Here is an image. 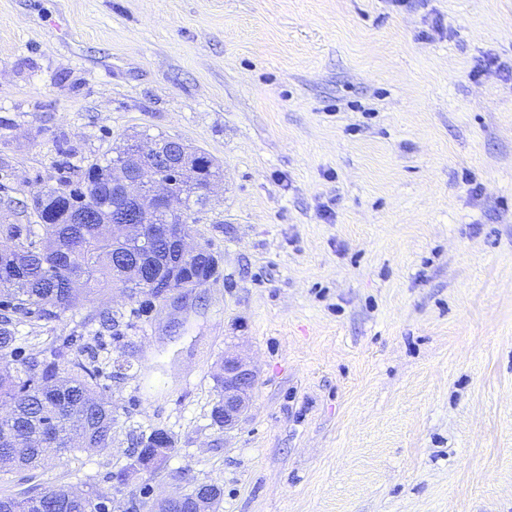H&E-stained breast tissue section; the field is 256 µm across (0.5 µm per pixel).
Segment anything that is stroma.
I'll return each mask as SVG.
<instances>
[{
  "label": "stroma",
  "mask_w": 512,
  "mask_h": 512,
  "mask_svg": "<svg viewBox=\"0 0 512 512\" xmlns=\"http://www.w3.org/2000/svg\"><path fill=\"white\" fill-rule=\"evenodd\" d=\"M143 133L223 168L192 233L219 273L138 314L106 293L14 319L27 355L97 345L116 421L0 496L102 486L162 428L156 500L193 479L216 512H512V0H0V224ZM234 352L258 380L224 432Z\"/></svg>",
  "instance_id": "1"
}]
</instances>
